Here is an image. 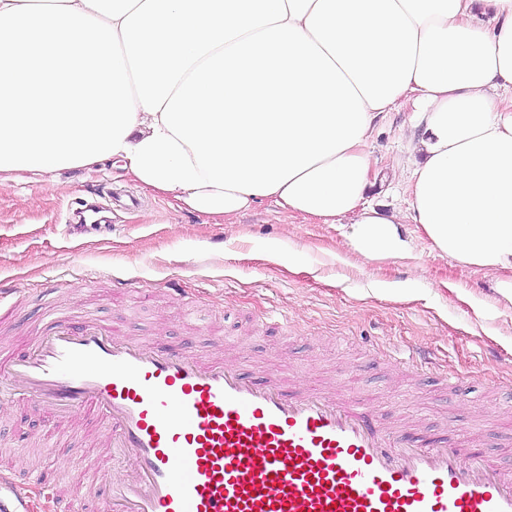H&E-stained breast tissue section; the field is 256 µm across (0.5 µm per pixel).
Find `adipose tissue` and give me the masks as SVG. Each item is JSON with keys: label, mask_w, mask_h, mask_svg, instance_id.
<instances>
[{"label": "adipose tissue", "mask_w": 512, "mask_h": 512, "mask_svg": "<svg viewBox=\"0 0 512 512\" xmlns=\"http://www.w3.org/2000/svg\"><path fill=\"white\" fill-rule=\"evenodd\" d=\"M403 108L384 213L366 147ZM102 161L201 213L349 221L364 263L412 221L512 304V0H0V173Z\"/></svg>", "instance_id": "adipose-tissue-1"}]
</instances>
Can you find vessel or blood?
<instances>
[{
    "label": "vessel or blood",
    "mask_w": 512,
    "mask_h": 512,
    "mask_svg": "<svg viewBox=\"0 0 512 512\" xmlns=\"http://www.w3.org/2000/svg\"><path fill=\"white\" fill-rule=\"evenodd\" d=\"M18 393L63 422L97 412L128 450L131 481L111 456L80 451L109 485L101 512H512L511 468L414 445L351 400L291 394L103 321H50L30 355L0 366V398ZM0 512H30L5 473Z\"/></svg>",
    "instance_id": "obj_1"
}]
</instances>
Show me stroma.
Listing matches in <instances>:
<instances>
[{
  "label": "stroma",
  "instance_id": "1",
  "mask_svg": "<svg viewBox=\"0 0 512 512\" xmlns=\"http://www.w3.org/2000/svg\"><path fill=\"white\" fill-rule=\"evenodd\" d=\"M405 119L390 113L370 146L372 201L391 209L405 199L393 176ZM406 230L417 238L413 259L358 268L337 258L334 225L271 201L226 220L187 211L108 161L11 173L0 180V285L10 290L0 360L25 354L54 310L73 324L108 322L127 339L195 348L293 392L353 391L383 431L472 440L512 467V305L497 303L490 276L432 251L416 225ZM111 434L94 413L63 425L29 399L6 398L0 470L21 483L53 472L54 496L28 489L35 512L68 500L97 512L108 489L87 482L74 450L106 448Z\"/></svg>",
  "mask_w": 512,
  "mask_h": 512
}]
</instances>
